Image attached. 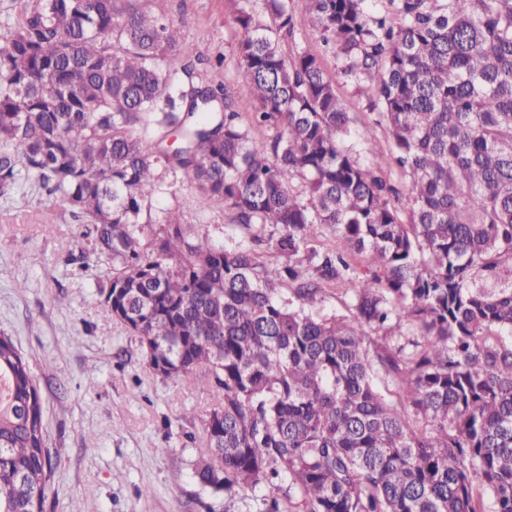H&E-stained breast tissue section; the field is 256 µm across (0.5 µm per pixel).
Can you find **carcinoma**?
<instances>
[{"instance_id": "carcinoma-1", "label": "carcinoma", "mask_w": 512, "mask_h": 512, "mask_svg": "<svg viewBox=\"0 0 512 512\" xmlns=\"http://www.w3.org/2000/svg\"><path fill=\"white\" fill-rule=\"evenodd\" d=\"M123 2L32 0L11 28L0 195L23 167L65 198L149 366L207 378L198 482L265 487L260 512H512V0H388L395 20L366 0H305L302 19L290 0L241 6L237 78L263 139L177 29ZM301 23L380 110L391 157L350 143L316 56L284 59ZM180 174L248 241L154 216ZM327 228L336 248L319 250ZM335 285L351 315L305 312ZM374 333L405 342L374 349ZM2 380L0 512H41V399L6 336Z\"/></svg>"}]
</instances>
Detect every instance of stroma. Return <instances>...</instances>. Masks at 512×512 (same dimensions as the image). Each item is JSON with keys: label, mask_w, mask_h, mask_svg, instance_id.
Returning a JSON list of instances; mask_svg holds the SVG:
<instances>
[{"label": "stroma", "mask_w": 512, "mask_h": 512, "mask_svg": "<svg viewBox=\"0 0 512 512\" xmlns=\"http://www.w3.org/2000/svg\"><path fill=\"white\" fill-rule=\"evenodd\" d=\"M181 30L191 55L221 60L210 76L225 83L241 117L252 98L238 82L237 0H142ZM308 51L336 85L354 142L390 153L384 122L339 74L333 49L300 26L282 42L285 58ZM178 209L224 246L244 234L223 204L203 199L185 176L155 198L154 212ZM92 245L68 204L20 170L17 189L0 196V334L27 360L43 406L52 464L43 512H259L264 489L235 497L195 477L207 453L202 419L216 398L204 378H165L145 361L138 340L113 320L99 293Z\"/></svg>", "instance_id": "stroma-1"}]
</instances>
